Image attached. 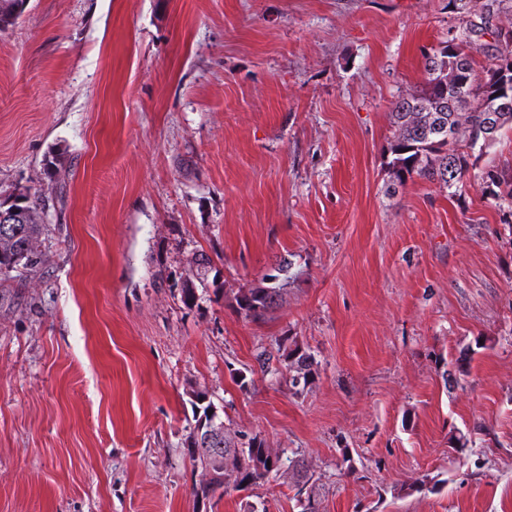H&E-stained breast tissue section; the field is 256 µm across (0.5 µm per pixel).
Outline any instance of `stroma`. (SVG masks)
<instances>
[{"label": "stroma", "mask_w": 512, "mask_h": 512, "mask_svg": "<svg viewBox=\"0 0 512 512\" xmlns=\"http://www.w3.org/2000/svg\"><path fill=\"white\" fill-rule=\"evenodd\" d=\"M459 19L29 0L0 31V195L48 206L46 262L0 287V512H302L287 474L197 498L194 389L235 443L302 458L318 512H512V217L476 181L388 193L384 164L392 102ZM270 275L281 301L246 320ZM281 290L279 286L263 285L244 288L236 297L237 309L247 320H262L277 304ZM284 362L286 369H289V373L295 372L290 377L293 387H299L301 384H303V387L308 385L312 377L313 366V357L308 350L298 345L294 346V348L289 349Z\"/></svg>", "instance_id": "obj_1"}]
</instances>
